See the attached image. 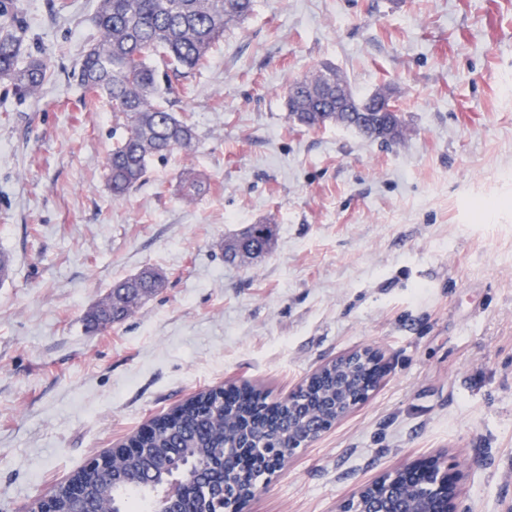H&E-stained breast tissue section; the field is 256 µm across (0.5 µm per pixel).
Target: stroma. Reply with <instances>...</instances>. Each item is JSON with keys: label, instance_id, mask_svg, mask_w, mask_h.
Wrapping results in <instances>:
<instances>
[{"label": "stroma", "instance_id": "obj_1", "mask_svg": "<svg viewBox=\"0 0 512 512\" xmlns=\"http://www.w3.org/2000/svg\"><path fill=\"white\" fill-rule=\"evenodd\" d=\"M21 2L50 70L24 100L0 83V512H34L197 392L276 400L367 346L380 387L241 512H339L426 459L457 472V512H512V0H256L164 97L192 149L121 201L105 160L124 130L72 77L98 0ZM326 64L391 94L403 137L292 125L285 88ZM189 169L211 184L192 201ZM267 218L273 251L225 262L224 238ZM148 267L165 288L90 328Z\"/></svg>", "mask_w": 512, "mask_h": 512}]
</instances>
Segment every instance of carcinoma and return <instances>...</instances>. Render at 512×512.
Returning a JSON list of instances; mask_svg holds the SVG:
<instances>
[{
    "instance_id": "1",
    "label": "carcinoma",
    "mask_w": 512,
    "mask_h": 512,
    "mask_svg": "<svg viewBox=\"0 0 512 512\" xmlns=\"http://www.w3.org/2000/svg\"><path fill=\"white\" fill-rule=\"evenodd\" d=\"M254 6L255 0H100L92 18L99 36L85 50L76 76L85 107L93 109L108 100L113 117L124 128L106 161L112 199L123 200L137 188L151 161L191 149L194 124L157 98L172 80L185 79L200 66L224 31L248 18ZM25 31L19 0H0V81L23 96L38 92L49 70L43 58L25 52ZM157 60L171 67V72H159ZM307 80L315 88L330 90L344 84L332 67L316 71ZM295 88L296 83L289 85L286 104L288 118L299 127L344 126L349 110L366 102L354 97L349 103L339 102L332 93L323 96L319 105ZM209 189L205 178L193 171L181 180L186 198L200 197ZM274 242L275 225L251 224L224 244V258L257 259L270 252ZM163 286L162 274L153 268L112 283L111 303L91 315L90 326L122 320L131 303ZM333 385L331 372L318 374L308 386L309 406L321 408V397ZM178 411L174 425L165 417L155 420V433L141 443L145 454L119 455L111 472L90 478L94 490L88 500L99 509L131 512L130 493L136 490L154 503L171 483L172 464L178 458L195 474L191 489L181 496L182 512H216L224 496L241 495L263 477L252 454L239 455L223 473L215 469L224 464L225 455H233L230 444L235 439L257 448L275 440L288 441V403L269 405L253 391L213 390L179 406Z\"/></svg>"
}]
</instances>
